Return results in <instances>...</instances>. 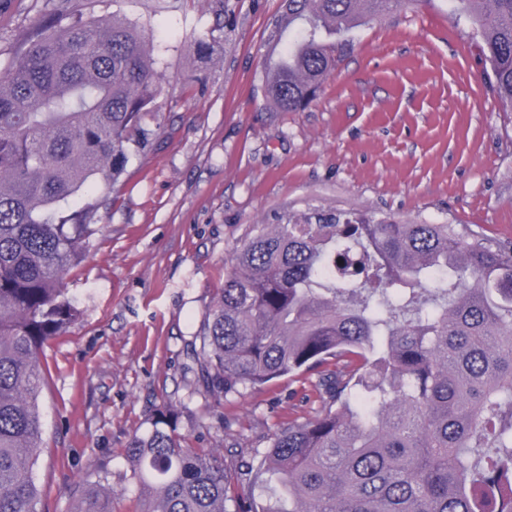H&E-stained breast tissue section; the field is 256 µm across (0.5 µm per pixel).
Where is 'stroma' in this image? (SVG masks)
Returning a JSON list of instances; mask_svg holds the SVG:
<instances>
[{
    "mask_svg": "<svg viewBox=\"0 0 512 512\" xmlns=\"http://www.w3.org/2000/svg\"><path fill=\"white\" fill-rule=\"evenodd\" d=\"M145 30L167 80L85 261L65 279L82 315L44 348L37 512H76L72 485L104 466L108 512H138L126 450L157 410L187 448L214 452L235 485L241 460L319 407L312 379H275L219 398L195 389L187 344L257 224L334 215L468 224L512 242V107L492 90L483 42L449 0H407L345 38L316 98L270 109L267 28L282 0H0V70L59 2ZM217 46L198 52L199 42Z\"/></svg>",
    "mask_w": 512,
    "mask_h": 512,
    "instance_id": "35a3bbf8",
    "label": "stroma"
}]
</instances>
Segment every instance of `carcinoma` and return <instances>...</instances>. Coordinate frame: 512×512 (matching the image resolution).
<instances>
[{"label":"carcinoma","instance_id":"1","mask_svg":"<svg viewBox=\"0 0 512 512\" xmlns=\"http://www.w3.org/2000/svg\"><path fill=\"white\" fill-rule=\"evenodd\" d=\"M512 104V0H453ZM401 0H283L266 102L316 96L338 36ZM164 74L115 15L49 24L0 73V512H36L43 347L81 316L64 286ZM226 396L313 372L321 405L277 430L247 507L159 411L127 448L140 512H512V243L467 224H258L188 343ZM234 510L228 509V503Z\"/></svg>","mask_w":512,"mask_h":512}]
</instances>
